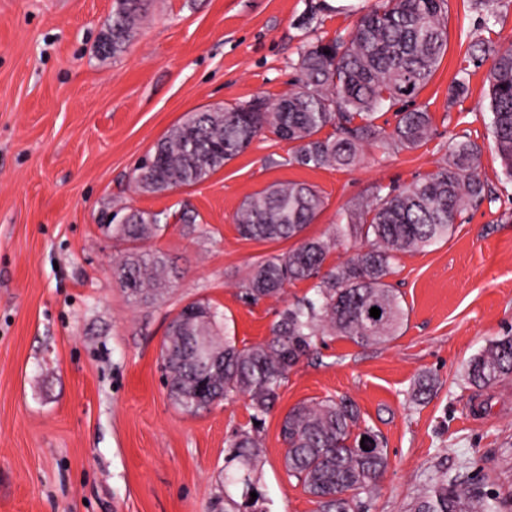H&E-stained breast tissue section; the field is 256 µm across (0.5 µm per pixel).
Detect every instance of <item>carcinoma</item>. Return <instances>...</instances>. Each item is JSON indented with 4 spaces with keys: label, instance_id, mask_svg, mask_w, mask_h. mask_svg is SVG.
I'll return each instance as SVG.
<instances>
[{
    "label": "carcinoma",
    "instance_id": "obj_1",
    "mask_svg": "<svg viewBox=\"0 0 512 512\" xmlns=\"http://www.w3.org/2000/svg\"><path fill=\"white\" fill-rule=\"evenodd\" d=\"M146 0H117L98 53L124 51L145 15ZM448 0H381L364 14L348 37L322 38L306 45L295 64L296 89L277 99L257 96L243 104L216 105L187 114L156 143L135 168L137 191L162 193L195 185L242 153L261 133L294 144L291 161L305 167L351 168L361 163L367 141L417 149L432 134L430 114L415 106L448 48ZM477 61L491 60L486 81L490 132L503 173L512 180V44L468 47ZM400 106L388 133L375 124L384 107ZM333 132L321 136L326 127ZM492 191L482 178V147L464 140L449 144L438 169L403 188L378 187L370 200L344 210L345 223L325 238L303 236L324 209L320 192L305 182L273 183L246 198L236 219L245 240H296L288 251L257 259L240 284L242 299L256 304L279 297L287 284L312 281L314 297L289 303L278 313L271 336L259 344L216 341L217 307L205 300L188 304L171 321L161 350L169 396L195 414L244 397L249 426L230 441L231 460L255 470L262 447L258 427L275 406L290 370L322 336L358 345L397 336L406 311L388 282L398 255L424 251L448 240L468 209ZM165 212L131 209L112 226L126 244L114 274L135 303L156 298L170 282L166 258L143 244L168 227ZM354 237L363 242L344 262L325 267L330 250ZM381 310L379 318L370 309ZM512 379V336L488 343L468 363L467 380L476 388ZM435 388L420 375L411 399L421 402ZM346 396L300 403L283 417L284 468L300 482L315 512H367L364 497L377 487L389 465L383 437L366 426ZM409 512H490L464 474L426 486Z\"/></svg>",
    "mask_w": 512,
    "mask_h": 512
}]
</instances>
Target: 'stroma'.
Masks as SVG:
<instances>
[{
    "label": "stroma",
    "instance_id": "1",
    "mask_svg": "<svg viewBox=\"0 0 512 512\" xmlns=\"http://www.w3.org/2000/svg\"><path fill=\"white\" fill-rule=\"evenodd\" d=\"M377 0H150L120 56L96 52L114 0H0V512H315L283 465V416L345 395L384 437L389 467L368 512H403L441 475L475 474L492 504L512 500V379L482 390L465 368L489 341L512 335V181L489 134L488 63L469 44H512V0L487 17L476 0H448V50L416 98L433 132L408 150L365 145L350 169L291 163L271 133L206 181L158 194L130 179L188 112L287 94L307 43L350 33ZM467 90L452 97L457 79ZM483 148L492 200L470 209L448 241L400 254L389 281L408 311L400 335L374 345L324 337L289 373L261 431L260 463L245 475L229 442L245 401L190 415L161 369L168 324L186 303L210 301L237 343L270 336L279 311L311 295L246 303L250 265L290 244L242 239L236 213L275 182L315 186L325 207L307 236L341 223L376 186L404 187L436 171L451 141ZM167 212L150 245L176 272L157 301L127 300L113 276L121 242L100 226L112 210ZM196 222L182 224V211ZM432 396L410 400L422 372Z\"/></svg>",
    "mask_w": 512,
    "mask_h": 512
}]
</instances>
